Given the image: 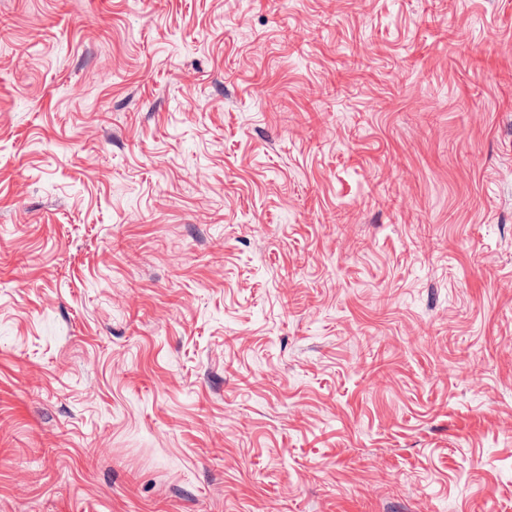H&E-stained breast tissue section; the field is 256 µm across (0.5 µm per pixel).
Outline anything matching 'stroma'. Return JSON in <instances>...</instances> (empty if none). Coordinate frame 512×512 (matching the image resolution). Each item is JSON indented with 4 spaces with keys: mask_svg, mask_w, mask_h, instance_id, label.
Instances as JSON below:
<instances>
[{
    "mask_svg": "<svg viewBox=\"0 0 512 512\" xmlns=\"http://www.w3.org/2000/svg\"><path fill=\"white\" fill-rule=\"evenodd\" d=\"M0 512H512V0H0Z\"/></svg>",
    "mask_w": 512,
    "mask_h": 512,
    "instance_id": "1",
    "label": "stroma"
}]
</instances>
